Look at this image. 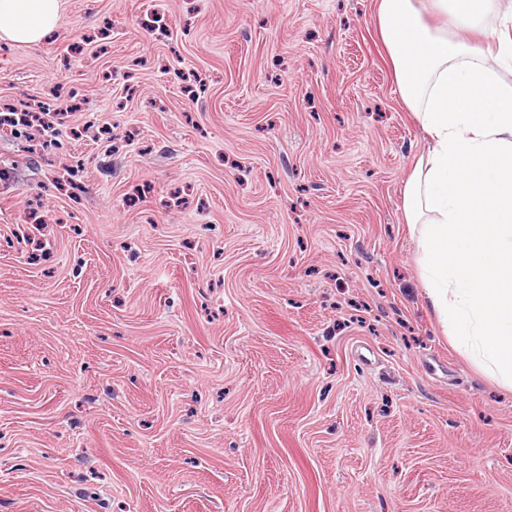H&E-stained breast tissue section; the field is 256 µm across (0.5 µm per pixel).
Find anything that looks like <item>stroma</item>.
I'll return each mask as SVG.
<instances>
[{"label":"stroma","mask_w":512,"mask_h":512,"mask_svg":"<svg viewBox=\"0 0 512 512\" xmlns=\"http://www.w3.org/2000/svg\"><path fill=\"white\" fill-rule=\"evenodd\" d=\"M377 3L65 0L0 42V105L65 126H0V512H512ZM22 112L25 113V120L22 124L27 125L29 127H37V130L46 138L55 139L60 137L64 133V125L62 119L59 118V113L57 111H50L49 109H45L42 107H38L36 109H24ZM30 112H42L41 116L37 118V122H31L29 119Z\"/></svg>","instance_id":"obj_1"}]
</instances>
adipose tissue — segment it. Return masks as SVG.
<instances>
[{"mask_svg": "<svg viewBox=\"0 0 512 512\" xmlns=\"http://www.w3.org/2000/svg\"><path fill=\"white\" fill-rule=\"evenodd\" d=\"M63 0H0V41L35 45ZM498 17L495 39L476 37ZM402 102L430 138L403 189L426 297L453 346L512 387V0H378Z\"/></svg>", "mask_w": 512, "mask_h": 512, "instance_id": "1", "label": "adipose tissue"}]
</instances>
